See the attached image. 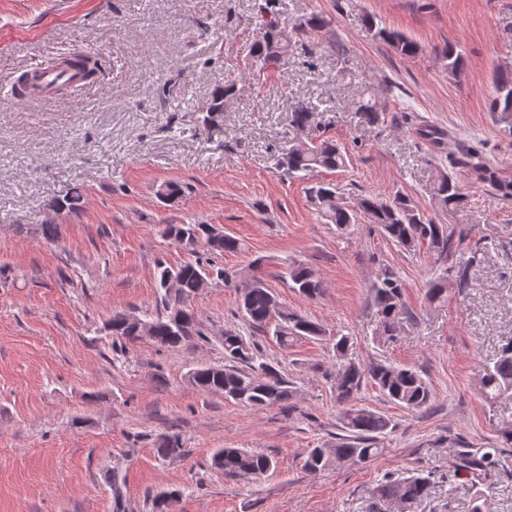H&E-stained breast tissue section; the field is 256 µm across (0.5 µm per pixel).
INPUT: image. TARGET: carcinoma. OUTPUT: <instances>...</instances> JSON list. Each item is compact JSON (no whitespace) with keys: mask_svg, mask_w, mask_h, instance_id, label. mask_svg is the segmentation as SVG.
<instances>
[{"mask_svg":"<svg viewBox=\"0 0 512 512\" xmlns=\"http://www.w3.org/2000/svg\"><path fill=\"white\" fill-rule=\"evenodd\" d=\"M375 36L390 43L405 56L419 51L416 42L396 31L376 26L369 21ZM325 27V20L314 16L304 23L288 24L271 16L263 26L261 36L245 47L241 59L242 75L254 81L286 64L294 36L307 32H318ZM236 93V81L226 80L216 86L208 99L209 110L196 117L206 130L219 126L224 119L225 102ZM489 111L497 123L512 132V65L496 71ZM354 112L363 126H375L382 120V113L375 104V94L366 89L358 96ZM347 152L337 144L322 140L304 143L283 155L278 165L289 178L310 179L324 170L334 171L346 166ZM476 177L481 181L497 184L503 196H512V184L497 181L483 165L474 166ZM311 198L318 210L345 230L357 223L364 215L388 240L408 252H414L424 243L432 244L442 253H448L454 237H463L449 224H438L425 216L418 205L407 194L396 191L388 196H361L352 206H343L336 201V191L324 181L315 182L310 188ZM435 203L447 210L462 201L456 180L447 173L439 175L435 191ZM83 195L77 191L52 201L51 210L56 213L75 212L81 208ZM210 224H167L162 234L189 252L194 259L177 267H159L157 283L160 290L162 310L151 316L147 313L115 312L108 327L112 334L129 341L148 338L166 347H178L194 338L204 336L199 315L193 306L195 298L203 291L202 277L216 273L226 282L232 274L198 256L199 250L211 255L237 252L244 243L230 234L209 232ZM288 286L301 297L313 300L321 295L320 277L309 266L300 263L287 265ZM448 273L434 279L428 288L427 298L437 301L447 293ZM374 304L381 317L382 335L391 336L406 314L403 302V285L391 272H384L372 286ZM238 308L244 320L257 329H273V336L283 347H288L298 338L324 335L322 328L308 317L288 308L278 301L272 288L263 277L253 278L252 286L238 292ZM224 365H205L191 373V381L198 390L224 396L239 404L255 409L284 405L294 394L293 382L267 362L258 346L250 343L240 332L224 331ZM336 352L334 381L336 402L341 407L339 423L345 436L334 448H310L306 452L304 467L310 472H321L344 463H367L375 459L382 449L379 438L389 428L385 416L366 408L351 405L355 395L366 379H371L379 390L394 403L408 409L426 406L431 399L428 383L412 368L394 364H372L368 367L349 357L350 338L338 336L333 344ZM481 388L486 400L491 401L502 393L512 390V342L507 344L496 358L485 368ZM498 449L457 452L448 478L466 476L484 483L491 479L497 469ZM211 467L230 479L255 480L266 475L273 467V459L261 452L244 448H220L211 457ZM433 484L431 475H409L400 478L386 475L375 488L376 495L386 501L401 504L412 503L428 494ZM178 493L161 492L153 500L154 512H175Z\"/></svg>","mask_w":512,"mask_h":512,"instance_id":"carcinoma-1","label":"carcinoma"}]
</instances>
